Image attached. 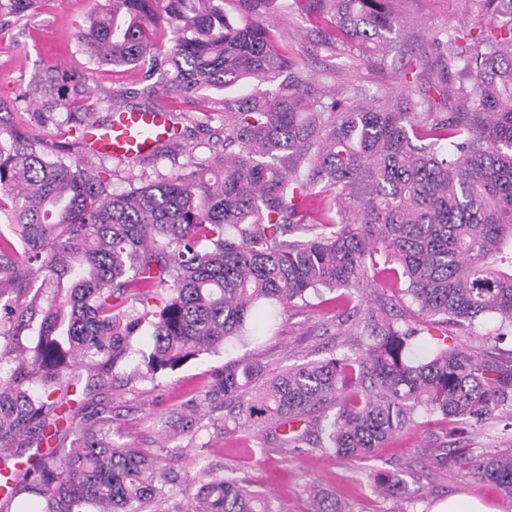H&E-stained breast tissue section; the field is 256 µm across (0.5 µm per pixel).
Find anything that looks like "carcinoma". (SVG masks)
Wrapping results in <instances>:
<instances>
[{"label":"carcinoma","instance_id":"cac0c4a2","mask_svg":"<svg viewBox=\"0 0 512 512\" xmlns=\"http://www.w3.org/2000/svg\"><path fill=\"white\" fill-rule=\"evenodd\" d=\"M393 2L110 0L88 17L78 40L89 62L139 69L148 96L159 86L182 99L233 89L224 111L234 120L223 152L122 193L48 156L31 132L0 137L5 502L24 490L38 512H154L176 475L112 441L111 417L88 411L94 377L78 366H115L147 322V373L174 370L230 338L255 339L263 303L285 310L321 288L352 299L382 262L399 268L422 322L370 307L357 357L272 377L257 363L226 364L205 400L238 425L270 424V443L347 459L369 458L420 410L455 419L466 437L505 418L512 441V365L483 348L512 337V0H483L491 22L472 48L457 30L436 39L445 65L407 108L345 105L252 21L298 13L322 47L371 45L414 80L424 59H404L389 40ZM17 287L35 289L31 305L8 298ZM486 314L498 327L478 348L448 331L432 350L419 344L432 325L470 328ZM161 421L192 439L202 429L193 401ZM23 440L36 461L13 469ZM457 460L512 499L511 447L478 452L455 440L436 457ZM201 474L196 504L169 512H277L252 481ZM373 481L385 496L409 493L399 473ZM310 495L314 512H345L315 487Z\"/></svg>","mask_w":512,"mask_h":512}]
</instances>
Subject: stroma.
I'll list each match as a JSON object with an SVG mask.
<instances>
[{
  "instance_id": "35a3bbf8",
  "label": "stroma",
  "mask_w": 512,
  "mask_h": 512,
  "mask_svg": "<svg viewBox=\"0 0 512 512\" xmlns=\"http://www.w3.org/2000/svg\"><path fill=\"white\" fill-rule=\"evenodd\" d=\"M98 0H39L35 10L17 14L10 0H0V136L23 126L42 139L46 152L77 163L106 179L119 193L141 181L189 170V161L209 155L224 137L220 92L203 90L192 99L160 94L147 99L137 71L98 67L78 43L80 25ZM402 27L393 38L406 52L430 51L446 31L479 33L489 24L482 0H401ZM281 46L301 60L310 72L343 91L349 103L419 98L417 85L406 84L391 61L367 55L354 47L336 54L319 48L320 36L300 15L280 21ZM76 72L69 97L88 109L94 121L105 124L114 106H164L181 114L174 147L135 161L86 154L79 131L73 130L65 109L55 104L57 72ZM403 278L379 275L363 296L340 305L335 292L309 293L287 310L267 318L258 339L229 340L224 348L189 360L173 371L138 374L129 362L101 369V384L90 397L112 417L114 442L139 448L151 458L170 462L180 474L177 501L190 507L200 485V466L229 477L247 475L256 490L271 497L277 512H310L307 495L315 485L336 496L347 512H433L449 497L479 500L487 512H512V500L491 484L480 482L467 464L436 465L439 443L452 439L455 425L440 414L418 412L414 423L368 460L350 461L316 449L269 447L260 452L263 427L225 429L223 411L204 403L203 396L216 368L241 360L255 361L275 375L295 365L333 354L355 356V323L360 309L385 303L399 318L414 322L419 311L405 292ZM199 400L203 429L199 446L172 438L160 427L163 413L188 400ZM398 472L409 485L407 495L383 498L376 494L369 473Z\"/></svg>"
}]
</instances>
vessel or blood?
<instances>
[{
    "label": "vessel or blood",
    "mask_w": 512,
    "mask_h": 512,
    "mask_svg": "<svg viewBox=\"0 0 512 512\" xmlns=\"http://www.w3.org/2000/svg\"><path fill=\"white\" fill-rule=\"evenodd\" d=\"M170 132L164 109L129 112L118 107L109 124L87 123L83 140L87 153L135 160L153 152L156 141L169 138Z\"/></svg>",
    "instance_id": "1"
}]
</instances>
